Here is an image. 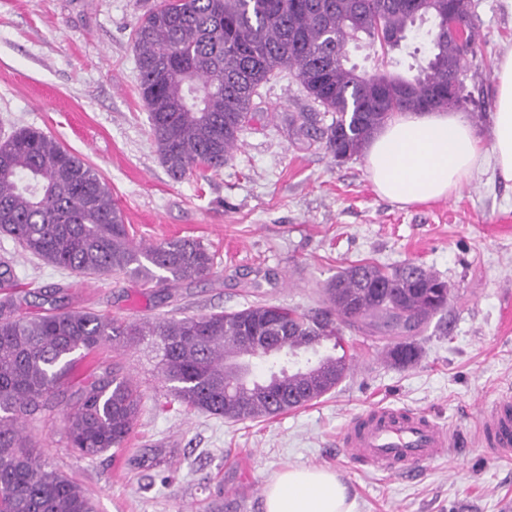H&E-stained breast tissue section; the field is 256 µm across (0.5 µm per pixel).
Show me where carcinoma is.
I'll return each mask as SVG.
<instances>
[{
    "mask_svg": "<svg viewBox=\"0 0 512 512\" xmlns=\"http://www.w3.org/2000/svg\"><path fill=\"white\" fill-rule=\"evenodd\" d=\"M448 0H163L133 32L139 92L151 137L169 176L219 170L238 147L258 88L282 69L331 115L288 114L298 137L318 140L335 159L361 154L396 112H417L448 98V64L466 72L476 55L471 17L449 37ZM427 63L411 77L386 67L348 65L349 47L367 37L384 54L426 20ZM0 233L48 265L85 276L120 271L164 286L213 273L214 256L193 239L137 245L99 175L55 138L22 127L0 140ZM62 289L0 300V512H95L91 496L32 450L19 424L51 419L80 350L111 342L150 344L174 400L190 411L238 422L271 417L323 397L347 376L336 348L308 352L310 336L334 339L363 327L387 341L403 367L416 363L412 341L447 307L448 283L413 263H351L322 289V306L303 312L256 303L232 312L121 322L90 310L60 308ZM270 339L238 363L224 347L243 337ZM138 384L115 365L77 384L64 419L68 444L92 458L123 446L141 413Z\"/></svg>",
    "mask_w": 512,
    "mask_h": 512,
    "instance_id": "cac0c4a2",
    "label": "carcinoma"
}]
</instances>
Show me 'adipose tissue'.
<instances>
[{"label":"adipose tissue","mask_w":512,"mask_h":512,"mask_svg":"<svg viewBox=\"0 0 512 512\" xmlns=\"http://www.w3.org/2000/svg\"><path fill=\"white\" fill-rule=\"evenodd\" d=\"M496 96L488 152L464 113H395L366 149L374 191L403 206L447 199L488 160L512 181V50L498 64ZM264 512H355V502L335 471L291 467L267 482Z\"/></svg>","instance_id":"obj_1"}]
</instances>
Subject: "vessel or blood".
Wrapping results in <instances>:
<instances>
[{"mask_svg": "<svg viewBox=\"0 0 512 512\" xmlns=\"http://www.w3.org/2000/svg\"><path fill=\"white\" fill-rule=\"evenodd\" d=\"M481 442L500 460L512 458V396L497 398L480 415ZM338 445L362 466L391 476L434 462L463 439L424 414L377 406L348 422Z\"/></svg>", "mask_w": 512, "mask_h": 512, "instance_id": "b4317fda", "label": "vessel or blood"}]
</instances>
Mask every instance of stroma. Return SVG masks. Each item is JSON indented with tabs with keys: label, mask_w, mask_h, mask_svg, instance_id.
Wrapping results in <instances>:
<instances>
[{
	"label": "stroma",
	"mask_w": 512,
	"mask_h": 512,
	"mask_svg": "<svg viewBox=\"0 0 512 512\" xmlns=\"http://www.w3.org/2000/svg\"><path fill=\"white\" fill-rule=\"evenodd\" d=\"M161 0H0V139L33 127L56 138L105 180L135 243L200 241L212 275L176 287L123 273L89 278L43 264L0 235V272L19 291L63 290V304L124 321L240 310L261 301L314 309L325 282L358 261L412 262L446 280L441 327L417 341L402 368L382 343L344 329L353 367L330 393L295 411L231 422L171 402L156 353L106 345L72 374L117 363L147 392L123 447L83 458L69 447L63 406L27 422L39 454L75 478L96 512H263L267 479L291 466L336 471L356 512H512V461L478 443L483 402L512 395V182L484 166L452 198L410 208L382 199L364 156L339 164L318 142L288 134V115L318 111L289 74L262 85L252 118L224 168L172 180L153 145L138 92L133 31ZM477 56L464 104L483 145L492 140L496 70L512 50V5L474 0ZM373 406L427 414L465 432L455 458L401 479L371 472L337 445L344 425Z\"/></svg>",
	"instance_id": "stroma-1"
}]
</instances>
